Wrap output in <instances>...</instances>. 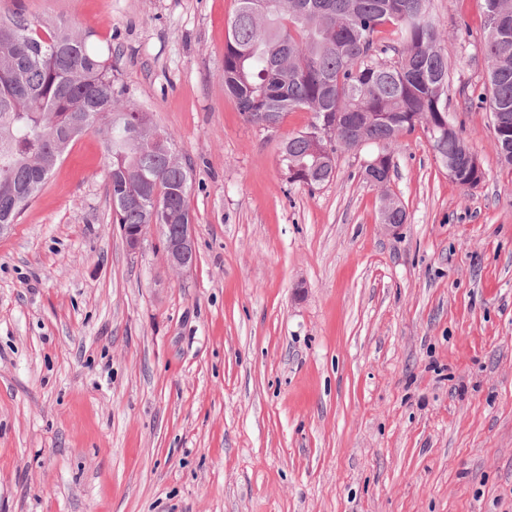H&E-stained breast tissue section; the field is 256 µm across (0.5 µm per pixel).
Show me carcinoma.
<instances>
[{
  "instance_id": "carcinoma-1",
  "label": "carcinoma",
  "mask_w": 512,
  "mask_h": 512,
  "mask_svg": "<svg viewBox=\"0 0 512 512\" xmlns=\"http://www.w3.org/2000/svg\"><path fill=\"white\" fill-rule=\"evenodd\" d=\"M484 50L494 146L512 165V0H485ZM430 0H237L224 44V93L245 120L281 123L309 112L282 140L284 180L329 182L341 151L378 153L366 181L389 179L394 150L420 126L453 180L473 186L483 170L448 120V57ZM106 129L113 222L128 232L158 203L189 215L191 168L174 144L153 143L147 113L119 100L112 64L73 28L18 9L0 14V224H16L64 153L55 139L77 117Z\"/></svg>"
}]
</instances>
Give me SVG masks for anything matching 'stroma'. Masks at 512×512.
Returning a JSON list of instances; mask_svg holds the SVG:
<instances>
[{
  "label": "stroma",
  "mask_w": 512,
  "mask_h": 512,
  "mask_svg": "<svg viewBox=\"0 0 512 512\" xmlns=\"http://www.w3.org/2000/svg\"><path fill=\"white\" fill-rule=\"evenodd\" d=\"M236 0H0L112 54L124 101L191 166L197 263L112 222L106 133L76 139L0 235V512H512V166L493 148L485 0H431L448 115L386 188L373 145L287 184L279 128L224 92ZM407 220L380 222L382 193Z\"/></svg>",
  "instance_id": "obj_1"
}]
</instances>
